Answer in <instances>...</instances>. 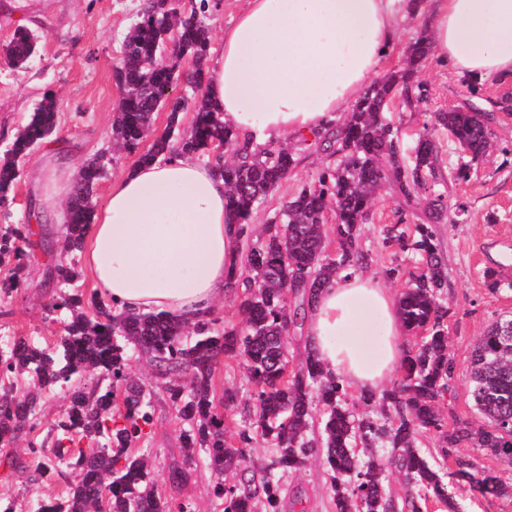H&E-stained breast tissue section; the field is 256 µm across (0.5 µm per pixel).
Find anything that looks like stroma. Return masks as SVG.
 <instances>
[{
  "instance_id": "obj_1",
  "label": "stroma",
  "mask_w": 512,
  "mask_h": 512,
  "mask_svg": "<svg viewBox=\"0 0 512 512\" xmlns=\"http://www.w3.org/2000/svg\"><path fill=\"white\" fill-rule=\"evenodd\" d=\"M143 0H46L38 12L19 17L16 0H0V151L18 128L23 126L43 95H55L59 103V122L49 148L67 157L72 171L98 155L108 161V175L96 187L94 204H102L114 178L128 172L137 155L117 152L112 143V116L120 99L114 68L119 61L121 43L137 19ZM418 10H410L407 0L399 4V36L383 58L379 75L399 68L409 45L416 40L431 18L430 0H418ZM26 23L38 31L39 47L26 69L11 68L5 47L15 26ZM427 88L425 101L414 107L394 103L391 116L405 132L421 128L426 114L445 112L468 104L489 113L493 132L492 151L475 161L468 180L455 181L449 173L460 155L447 130L437 129L441 175L447 176L448 209L436 225L437 237L447 264V286L441 291L448 308V349L455 371L452 402L443 406L447 422L460 419L480 426L468 396L469 362L479 336L499 318L512 317V83L489 78L471 82L448 65L427 58L419 74ZM297 165L280 191L255 214L254 232H262L268 215L302 184L310 182L329 157L312 137L292 138ZM30 163L22 161L21 176L15 187L14 202L8 213H0V227H30L35 241L27 246L28 268L20 285L10 293L0 292V338L23 336L43 345L56 342L63 321L50 304L54 284L47 271L67 254L62 248L63 213L66 205L40 196L28 177ZM464 207L463 222H456L457 207ZM424 200L407 204L390 189L377 194L369 216L361 228L360 244L370 255L367 272L382 278L386 288L401 294L404 280L386 275L393 266L404 272L415 271L412 257L383 245L380 228L399 219L417 224L425 220ZM495 271L502 285L491 290L486 271ZM127 371L153 395V421L146 427L145 447L154 481L174 502L190 503L193 512H223V504L213 493L210 471L197 467L187 485L175 488L168 481L171 465L182 462L183 425L157 383L153 370L142 355H133ZM65 389L44 393L42 409L34 430L24 432L0 447V496L15 504L16 512H31L39 499L57 497L65 482L52 478L38 484L10 475L3 458L11 454L27 457L31 440L42 439L67 410ZM279 512H335L329 490L326 466L321 457H312L299 472L284 481Z\"/></svg>"
}]
</instances>
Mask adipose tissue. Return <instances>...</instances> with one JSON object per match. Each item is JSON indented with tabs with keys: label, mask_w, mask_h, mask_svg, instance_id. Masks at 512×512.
Returning a JSON list of instances; mask_svg holds the SVG:
<instances>
[{
	"label": "adipose tissue",
	"mask_w": 512,
	"mask_h": 512,
	"mask_svg": "<svg viewBox=\"0 0 512 512\" xmlns=\"http://www.w3.org/2000/svg\"><path fill=\"white\" fill-rule=\"evenodd\" d=\"M248 2L210 60L205 93L225 126L257 146L326 128L363 93L396 34L397 0ZM434 3L438 59L478 83L512 80V0ZM30 176L50 199L74 189L55 155L35 159ZM82 256L118 308L210 317L242 260L223 178L180 156L135 165L112 182ZM305 330L317 358L361 393L379 390L407 356L394 297L363 274L322 289Z\"/></svg>",
	"instance_id": "obj_1"
}]
</instances>
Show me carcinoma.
<instances>
[{
	"label": "carcinoma",
	"instance_id": "cac0c4a2",
	"mask_svg": "<svg viewBox=\"0 0 512 512\" xmlns=\"http://www.w3.org/2000/svg\"><path fill=\"white\" fill-rule=\"evenodd\" d=\"M207 2L200 0L185 13L161 0H144L138 21L124 38L115 74L121 99L112 119V139L128 153H139L155 112L166 106L182 60L191 58L194 68L187 80H195L198 95L190 131L178 132L180 109H170L167 130L140 153L139 161L194 158L220 145L226 148L217 172L224 178L226 207L237 221L246 257L245 273L230 282V288L241 289L237 297L243 320L236 324L211 317L191 325L163 313L120 310L98 296L90 298L88 314L83 294L69 289L79 277L76 264H55L52 274L60 292L52 308L66 315L63 336L52 348L23 338L0 344V375L26 373L35 380L34 389L24 392L12 384L0 387L1 443L35 428L42 392L57 386L69 391L70 406L56 426L52 447L42 443L29 449L30 459L6 461L12 472L31 481L52 471L66 476V497L41 501L32 512H192L189 505H175L158 493L148 458L130 451L153 421L151 397L126 372L130 346L165 380L164 391L184 425L187 452H204L208 469L217 476L213 493L224 501V512H256L259 507L278 512L284 477L318 453L330 471L336 512H424L431 502L458 512L450 483L467 485L483 496L511 495V485L490 470L477 469L455 448L468 442L512 459V319L495 321L480 336L471 358V406L489 427L474 429L461 420L447 426L439 405L451 391L455 363L448 352V308L440 296L448 276L433 226L390 224L382 229L384 244L397 245L425 264L398 299L405 331L421 336V343L409 352L390 389L360 395L363 404L379 406L383 420L357 412L342 379L313 352L290 366L287 344L289 329L303 320L306 305L320 289L343 274L367 268L369 254L359 246V236L375 193L387 183L408 201L424 196L439 217L447 200L446 190L439 189L434 132L447 129L476 160L490 148L489 115L472 108L436 113L422 124L412 164L403 163L399 128L386 110L396 98L408 106L423 100L422 83L413 82L429 54L427 37L420 36L409 46L405 69L373 82L344 119L315 135V142L337 162L300 186L255 238L254 215L288 179L295 159L278 143L252 148L239 142L208 105L203 90L210 49L204 23ZM38 39L35 31L16 28L6 47L9 64L26 68ZM168 41L176 50L164 55ZM58 112L57 100L44 96L8 143L0 157V208L12 202L19 163L56 132ZM104 169L99 157L79 173L67 206L68 252L81 249ZM25 240L19 228L0 231V257L14 262L11 276L0 282L5 294L25 274ZM330 240L336 243L332 254ZM221 359L243 366L253 389L236 446L226 439L224 424V410L234 407L236 392L226 388L224 398L217 400L212 386ZM94 372L96 382L88 387L85 375ZM317 406L323 409L318 432L310 429ZM426 431L438 433L441 456L452 459L451 468L434 467L418 451L417 435ZM257 440L274 448L259 467L250 458V445ZM383 442L403 474L404 497L399 501L387 492L384 464L373 452ZM229 471L237 476L233 484L223 480Z\"/></svg>",
	"mask_w": 512,
	"mask_h": 512
}]
</instances>
